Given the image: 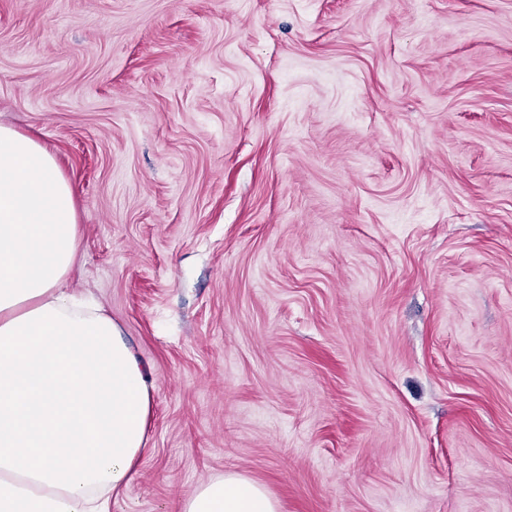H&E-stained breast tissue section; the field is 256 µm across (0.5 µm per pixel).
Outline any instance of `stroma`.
<instances>
[{"label":"stroma","instance_id":"35a3bbf8","mask_svg":"<svg viewBox=\"0 0 512 512\" xmlns=\"http://www.w3.org/2000/svg\"><path fill=\"white\" fill-rule=\"evenodd\" d=\"M0 125L155 386L112 512H512V0H0ZM174 512H279V503L262 484L230 473L199 484Z\"/></svg>","mask_w":512,"mask_h":512}]
</instances>
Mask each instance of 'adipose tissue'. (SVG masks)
Here are the masks:
<instances>
[{
	"mask_svg": "<svg viewBox=\"0 0 512 512\" xmlns=\"http://www.w3.org/2000/svg\"><path fill=\"white\" fill-rule=\"evenodd\" d=\"M81 239L52 154L0 126V512H112L146 451L154 386L121 327L68 288ZM175 512H279L237 473Z\"/></svg>",
	"mask_w": 512,
	"mask_h": 512,
	"instance_id": "1",
	"label": "adipose tissue"
}]
</instances>
